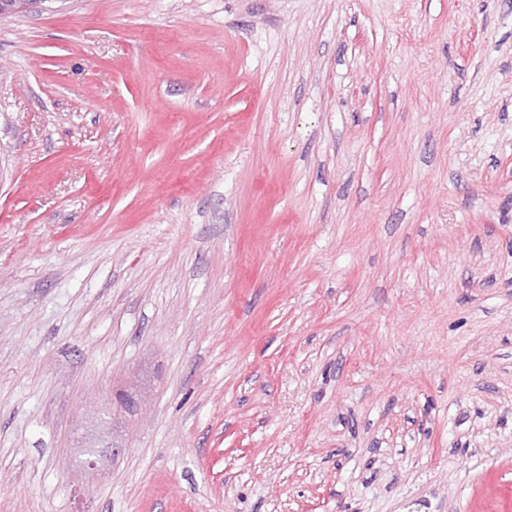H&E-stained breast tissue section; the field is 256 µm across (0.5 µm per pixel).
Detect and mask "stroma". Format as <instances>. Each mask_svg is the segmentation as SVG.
<instances>
[{
  "instance_id": "35a3bbf8",
  "label": "stroma",
  "mask_w": 512,
  "mask_h": 512,
  "mask_svg": "<svg viewBox=\"0 0 512 512\" xmlns=\"http://www.w3.org/2000/svg\"><path fill=\"white\" fill-rule=\"evenodd\" d=\"M0 512H512V0L0 14Z\"/></svg>"
}]
</instances>
